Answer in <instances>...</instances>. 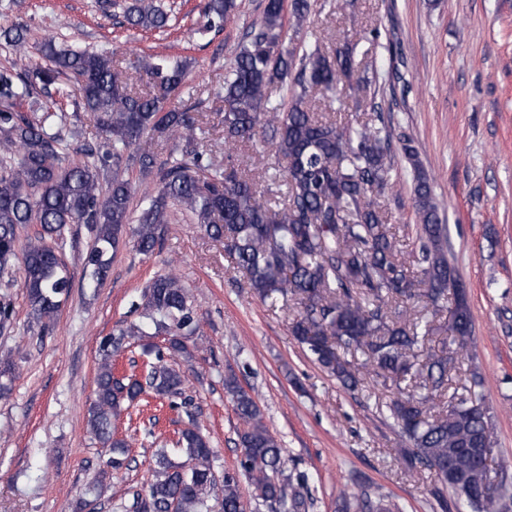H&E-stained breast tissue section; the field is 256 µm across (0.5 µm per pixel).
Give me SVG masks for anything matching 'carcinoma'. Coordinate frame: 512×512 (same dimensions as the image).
<instances>
[{
  "label": "carcinoma",
  "mask_w": 512,
  "mask_h": 512,
  "mask_svg": "<svg viewBox=\"0 0 512 512\" xmlns=\"http://www.w3.org/2000/svg\"><path fill=\"white\" fill-rule=\"evenodd\" d=\"M237 0H204L197 32L224 28ZM310 0H266L261 20L238 45L224 74V154L222 164L199 147L203 133L195 107H169L167 101L186 82L190 62L141 57L133 62L94 49L66 48L48 38L38 48L41 62L25 61L26 29L5 31L4 42L22 66L0 69V272L17 258V229L38 224L41 232L22 253L21 287L29 315L45 331L69 294L66 264L47 240L68 224H86L92 244L83 257L93 281L106 278L131 223L140 253L153 252L173 207L224 242V256L243 272L262 299L299 297L291 323L296 342L349 391L370 370L382 385L394 387L390 417L408 446L399 450L406 469L428 473L451 490L471 512H501V485L486 482L496 444L484 395L475 390L447 395L448 368L467 351L473 335L472 312L456 267L448 258V229L425 174L419 171L412 140L399 137V150L417 170L414 209L418 235L414 250L399 247L385 212L368 199L390 185V135L382 112L359 127L315 116V90L335 93L351 80L350 51L321 48L307 40ZM294 19L299 49L288 48L286 15ZM167 10L151 0H131L123 22L140 31H163ZM129 69L144 71L146 88L124 82ZM78 84V107L92 113L100 140L69 159L62 135L64 112L44 109L30 118L17 102L47 93L61 79ZM287 87L288 101L274 102L269 88ZM173 145L162 158L143 139ZM262 141L285 162L271 181L287 186L286 199L272 205L239 174L231 150ZM138 165L154 186L138 189L124 178ZM142 323H131L98 349L95 399L88 425L102 447L116 455L129 448L113 421L147 395L158 405L176 406L185 376L162 352L146 364L145 382L115 373L124 342L150 333L167 337L169 356H189L187 336L196 329L191 297L174 275H160L142 295ZM450 310L448 336L432 345L434 322ZM16 372L0 361V397ZM244 429L239 434V468L224 473L222 495L214 494V451L195 425L183 429L175 447L158 448L145 494H136L132 512H245L239 477L248 480L254 500L272 512H308V496L297 490L303 475L286 473L279 442L262 420L252 395L233 376L224 378ZM390 512L378 491L342 497L338 512Z\"/></svg>",
  "instance_id": "carcinoma-1"
}]
</instances>
